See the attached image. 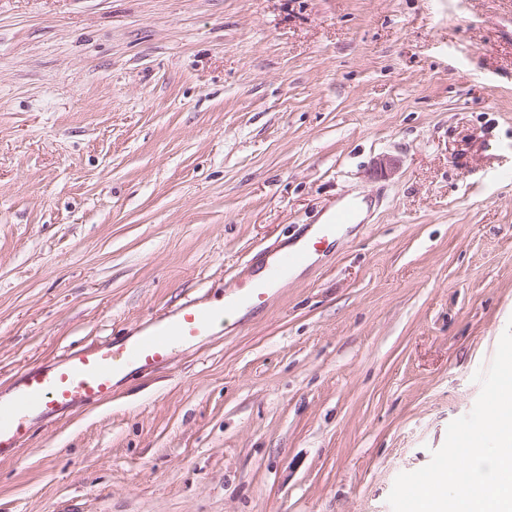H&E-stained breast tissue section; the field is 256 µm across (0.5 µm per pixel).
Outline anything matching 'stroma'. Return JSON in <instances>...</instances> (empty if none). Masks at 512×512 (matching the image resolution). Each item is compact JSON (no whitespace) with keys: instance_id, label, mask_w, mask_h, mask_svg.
<instances>
[{"instance_id":"obj_1","label":"stroma","mask_w":512,"mask_h":512,"mask_svg":"<svg viewBox=\"0 0 512 512\" xmlns=\"http://www.w3.org/2000/svg\"><path fill=\"white\" fill-rule=\"evenodd\" d=\"M362 223L33 425L0 512H392L512 319V0H0V387Z\"/></svg>"}]
</instances>
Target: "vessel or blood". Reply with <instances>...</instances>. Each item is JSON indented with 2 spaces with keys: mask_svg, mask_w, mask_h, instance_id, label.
<instances>
[{
  "mask_svg": "<svg viewBox=\"0 0 512 512\" xmlns=\"http://www.w3.org/2000/svg\"><path fill=\"white\" fill-rule=\"evenodd\" d=\"M358 212L354 202L336 209L326 223L318 225L313 239L267 263L262 277L236 281L232 296L222 304L193 303L181 315L150 322L136 336L19 370L7 392H0V461L18 459L35 421L105 401L111 398L116 379L127 370L146 371L167 364L177 346L201 343L213 335L218 321L236 314L240 306H267L273 288L307 264L313 253L331 248L337 231L355 223Z\"/></svg>",
  "mask_w": 512,
  "mask_h": 512,
  "instance_id": "obj_1",
  "label": "vessel or blood"
}]
</instances>
